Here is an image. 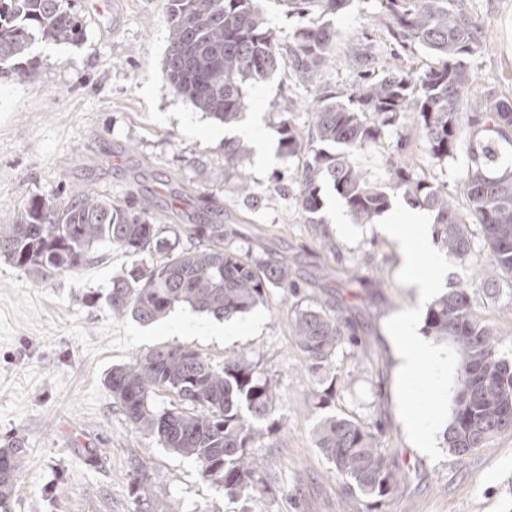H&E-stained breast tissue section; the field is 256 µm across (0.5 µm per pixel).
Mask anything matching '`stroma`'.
I'll return each mask as SVG.
<instances>
[{
  "mask_svg": "<svg viewBox=\"0 0 512 512\" xmlns=\"http://www.w3.org/2000/svg\"><path fill=\"white\" fill-rule=\"evenodd\" d=\"M72 2L84 20L82 41L36 42L23 80L0 75V224L30 200L93 190L125 206L149 205L163 236L182 249L195 245L183 225H223L225 248L255 261L285 257L301 293L271 289L226 320L181 305L143 324L113 313L106 296L113 276L146 264L148 254L100 243L83 266L43 276L0 259V446L17 440L26 450L12 512H148L156 501L165 512H512V432L461 462L443 446L459 363L454 346L434 343L443 379L426 362L408 382L396 378L390 320L413 302L397 245L375 223L331 230L329 206L338 196L329 182L320 184L314 224L286 193L269 190L273 174L299 163L281 149L270 167L247 156L242 168L257 193L250 201L236 194L224 168V124L162 77L166 0ZM469 8L486 35L485 49L468 62L474 84L512 97V0H470ZM333 25L323 82L336 92L355 85L348 50L359 41L372 45L379 72L415 75L435 63L425 50L397 48L372 0H354ZM245 115L272 142L285 122L311 141V93L288 70L249 88ZM399 139L410 143L400 158L410 175L445 188L466 215V152L434 163L412 119L388 127L362 156L368 177L386 183ZM470 230V261L446 262L442 288L467 287L474 315L498 328L501 351L512 357V283L487 298L475 271L488 253L479 225ZM307 303L334 308L357 329L356 344H344L318 372L304 368L292 337V312ZM228 324L236 336L225 337ZM159 346H187L216 363L247 354L275 385L262 483L251 496L202 478L197 463L139 431L113 400L106 374ZM407 410L433 425L431 447L412 442ZM330 415L377 429L380 450L401 469L393 493L375 501L344 490L311 433L315 418Z\"/></svg>",
  "mask_w": 512,
  "mask_h": 512,
  "instance_id": "stroma-1",
  "label": "stroma"
}]
</instances>
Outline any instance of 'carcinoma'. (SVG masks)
Listing matches in <instances>:
<instances>
[{
  "mask_svg": "<svg viewBox=\"0 0 512 512\" xmlns=\"http://www.w3.org/2000/svg\"><path fill=\"white\" fill-rule=\"evenodd\" d=\"M280 2L301 22L287 45L268 26L262 0H168L163 77L198 110L233 124L246 107V86L288 67L297 82L316 90V145L305 151L289 124L280 129L282 149L291 156L305 153L290 192L302 212L320 210L319 183L325 179L359 224L372 223L389 207L388 191H401L411 205L435 213V238L448 260H469L468 224H477L490 251L487 290L493 295L499 281L512 282V162L506 160L512 150V99L489 90L470 111H461L473 83L466 60L485 47V33L467 0H374L392 40L403 50L428 51L435 65L416 75L377 74L371 45L359 42L351 54L361 71L347 96L321 84V78L332 61L331 18L354 0ZM82 38L83 20L69 0H0V67L17 80L26 76L23 59L36 41ZM409 115L434 161L446 162L466 145L469 222L460 219L447 191L398 165H390L386 186L364 171L360 156L382 142L388 126ZM245 153L243 144L224 142V169L241 168ZM187 231L199 245L178 250L160 235L148 208L131 211L105 194L75 190L59 202L32 200L13 223L0 224V258L39 274L46 266L57 272L82 266L100 242L158 255L155 262L112 277V312L142 323L158 321L183 304L229 318L262 302L272 288L298 292L281 257L258 263L224 248L223 225L190 224ZM425 327L459 354L443 438L462 460L512 431V359L501 353L496 328L473 315L463 288L427 307ZM292 335L306 366L317 372L352 341L355 328L336 310L310 304L294 309ZM105 384L132 424L162 447L194 459L203 477L236 496L256 490L266 438L261 422L276 393L250 358L236 355L214 364L188 347L164 346L112 368ZM160 390L174 394L178 404L157 405ZM312 434L349 492L382 498L395 490L396 464L378 451L369 427L332 415L321 418ZM24 452L17 441L0 448V512H9Z\"/></svg>",
  "mask_w": 512,
  "mask_h": 512,
  "instance_id": "carcinoma-1",
  "label": "carcinoma"
}]
</instances>
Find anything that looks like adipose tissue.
<instances>
[{
	"mask_svg": "<svg viewBox=\"0 0 512 512\" xmlns=\"http://www.w3.org/2000/svg\"><path fill=\"white\" fill-rule=\"evenodd\" d=\"M426 218L415 213L386 214L380 230L397 242L405 268H413L420 258L430 257V243L425 236L412 234V227L425 224ZM408 285L413 290L414 302L394 318L392 349L396 361V374L400 381L412 378L422 361H438L439 355L431 344L417 333V322L422 308L439 286L431 277H412Z\"/></svg>",
	"mask_w": 512,
	"mask_h": 512,
	"instance_id": "1",
	"label": "adipose tissue"
}]
</instances>
